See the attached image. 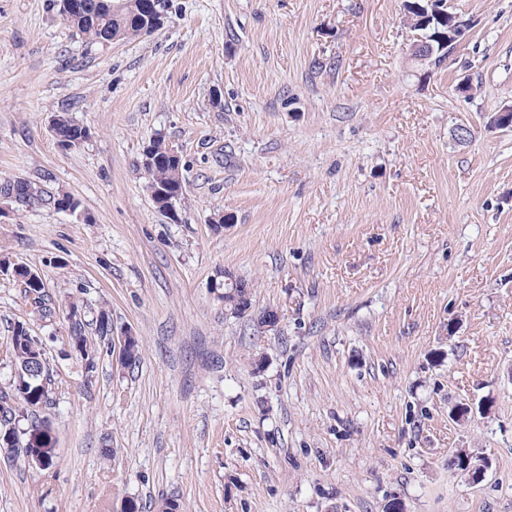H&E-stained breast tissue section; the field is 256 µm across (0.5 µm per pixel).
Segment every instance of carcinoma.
<instances>
[{
    "instance_id": "1",
    "label": "carcinoma",
    "mask_w": 512,
    "mask_h": 512,
    "mask_svg": "<svg viewBox=\"0 0 512 512\" xmlns=\"http://www.w3.org/2000/svg\"><path fill=\"white\" fill-rule=\"evenodd\" d=\"M154 0H78L77 10L63 17V20L78 34L92 44L108 45L113 42L141 36L153 27L157 12L153 10ZM435 4L430 0H404L403 22L414 34L429 38L433 49L432 65H440L450 54L448 48V18L434 13ZM157 161L148 169V190H163L169 197L181 200L186 193L183 167L171 163V147L161 136L151 139ZM0 195L19 204H29L38 199V189L27 180L7 187ZM13 276L23 285L24 295L32 313L41 317L51 316V308L45 302L44 284L40 276L26 266L13 268ZM42 338L31 333L27 324L14 325L9 350L17 373L11 387L13 394H0V436L5 429L22 442L28 441L32 428L40 425L36 420L29 427L19 428V417L31 409L45 407L52 402V387L49 368L37 375H29L25 369L36 362L34 356L40 353ZM69 345L84 365V383L91 386L98 366L99 352L84 335L83 320L76 318L69 322ZM458 469L475 480L481 474V458L471 453L457 455Z\"/></svg>"
}]
</instances>
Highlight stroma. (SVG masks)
<instances>
[{"instance_id": "stroma-1", "label": "stroma", "mask_w": 512, "mask_h": 512, "mask_svg": "<svg viewBox=\"0 0 512 512\" xmlns=\"http://www.w3.org/2000/svg\"><path fill=\"white\" fill-rule=\"evenodd\" d=\"M169 2L164 29L101 46L56 0H0V180L41 192L0 197V263L55 308L34 317L0 272V390L27 323L56 437L49 471L0 453V512H512V128L484 123L512 105V0H448L473 26L431 69L403 0ZM62 112L91 131L78 149L51 132ZM159 135L187 181L175 222L140 164ZM224 268L249 312L213 288ZM73 298L102 350L89 387L62 343ZM4 181H6L7 188H4V191L0 189L1 196L9 198L16 203L28 205L29 203H34L40 196L38 189L27 180L17 181L13 186L11 182L9 183V180ZM11 186L12 188H10ZM13 276L23 285L32 313L45 319L51 316L52 311L45 302L44 284L40 276L26 266L14 267Z\"/></svg>"}]
</instances>
